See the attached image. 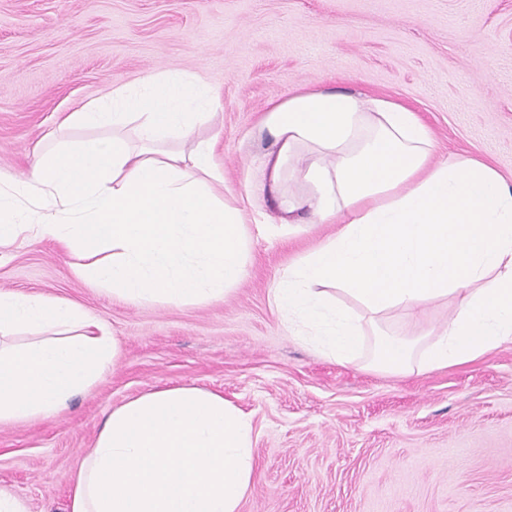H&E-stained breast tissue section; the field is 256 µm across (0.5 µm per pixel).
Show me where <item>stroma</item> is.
Masks as SVG:
<instances>
[{
  "mask_svg": "<svg viewBox=\"0 0 512 512\" xmlns=\"http://www.w3.org/2000/svg\"><path fill=\"white\" fill-rule=\"evenodd\" d=\"M185 73L222 98L227 186L256 173L257 122L311 82L418 112L436 157H480L512 182V0H0V172L22 178L42 136L112 88ZM250 224L246 279L221 302L132 303L75 280L50 240L0 250V291L63 299L103 319L121 353L62 414L0 425V489L28 512H67L70 475L113 408L198 387L253 421L255 469L240 512H512V344L408 376L340 363L288 335L278 276L336 231ZM452 300L387 321L447 322Z\"/></svg>",
  "mask_w": 512,
  "mask_h": 512,
  "instance_id": "1",
  "label": "stroma"
}]
</instances>
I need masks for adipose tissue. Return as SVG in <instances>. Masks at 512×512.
Here are the masks:
<instances>
[{
    "label": "adipose tissue",
    "mask_w": 512,
    "mask_h": 512,
    "mask_svg": "<svg viewBox=\"0 0 512 512\" xmlns=\"http://www.w3.org/2000/svg\"><path fill=\"white\" fill-rule=\"evenodd\" d=\"M71 113L75 141L49 133L28 175L0 173V248L22 236L71 252L72 275L134 303L224 300L247 275L250 235L212 122L216 91L155 73ZM262 178L279 234L308 219L336 233L285 268L274 290L289 333L339 362L394 375L476 361L512 343V185L473 156L433 161L434 140L400 102L307 86L271 101L257 126ZM359 311L333 303L328 288ZM452 298L447 323L418 335L384 325ZM26 342H17L20 333ZM120 353L77 305L0 292V424L62 413ZM251 418L219 393L156 389L103 420L71 477L69 512H240L252 471Z\"/></svg>",
    "instance_id": "1"
}]
</instances>
